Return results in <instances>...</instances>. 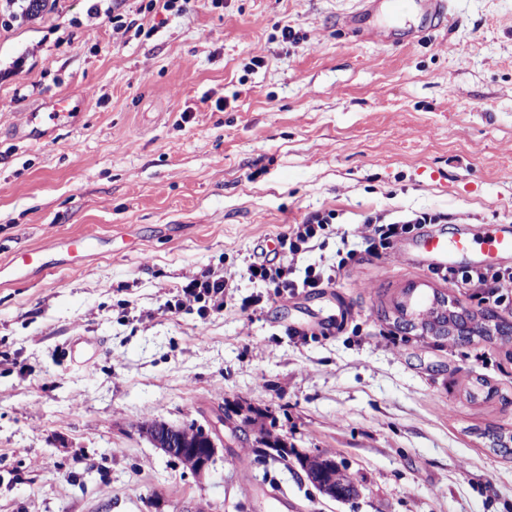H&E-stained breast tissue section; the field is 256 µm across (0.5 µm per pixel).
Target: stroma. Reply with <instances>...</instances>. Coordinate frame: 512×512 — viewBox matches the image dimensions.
<instances>
[{
    "instance_id": "stroma-1",
    "label": "stroma",
    "mask_w": 512,
    "mask_h": 512,
    "mask_svg": "<svg viewBox=\"0 0 512 512\" xmlns=\"http://www.w3.org/2000/svg\"><path fill=\"white\" fill-rule=\"evenodd\" d=\"M92 4L0 0V265L55 261L0 276V512H262L266 478L288 512H512V454L484 435L512 438V351L395 310L438 293L512 324L423 246L512 225V0H450L453 26L400 46L348 31L356 0H191L136 31ZM317 210L336 222L302 267L362 245L372 217L443 220L314 292L242 283L207 318L164 311ZM88 230L99 245L69 264L62 242ZM239 405L345 461L360 496L321 495L295 458L258 463L232 436ZM152 420L215 429L209 471L140 435ZM47 254L42 249H30L14 257L11 267L15 271L43 270L50 267Z\"/></svg>"
}]
</instances>
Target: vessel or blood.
I'll list each match as a JSON object with an SVG mask.
<instances>
[{
    "label": "vessel or blood",
    "instance_id": "1",
    "mask_svg": "<svg viewBox=\"0 0 512 512\" xmlns=\"http://www.w3.org/2000/svg\"><path fill=\"white\" fill-rule=\"evenodd\" d=\"M358 15L373 17L378 13L397 16L405 10H412L418 18L416 25L410 26L402 35L404 42L420 40L436 25L451 21L448 0H357ZM98 242V235L88 231L70 238L66 243V253L71 259L83 258L85 253ZM424 246L438 267L444 268L471 263L491 264L492 261L512 255V231L504 228L490 230L479 241L467 234L452 237L432 236ZM12 268L15 271L43 270L49 268L47 254L41 249H30L14 257Z\"/></svg>",
    "mask_w": 512,
    "mask_h": 512
}]
</instances>
